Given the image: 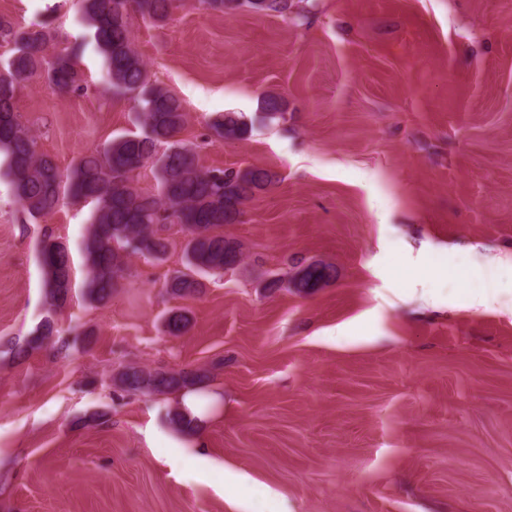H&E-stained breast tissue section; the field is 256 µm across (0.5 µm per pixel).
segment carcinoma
I'll list each match as a JSON object with an SVG mask.
<instances>
[{
    "mask_svg": "<svg viewBox=\"0 0 512 512\" xmlns=\"http://www.w3.org/2000/svg\"><path fill=\"white\" fill-rule=\"evenodd\" d=\"M182 0H81L82 16L91 42L102 56L108 84L115 95H131L139 107L136 119L140 133L114 138L100 149L78 158L67 174L37 150L33 134L21 123L15 102L22 82L46 71L47 80L63 94L83 90L73 58L78 48L58 53L50 61L44 52L55 39L46 23L18 27L0 19V41L12 45L9 57L0 61V178H4L21 212L30 220L50 214L61 197L94 204L91 222L81 240L80 251L86 275L83 295L91 303L103 304L124 277L127 261L134 255L164 259L165 238L155 226L179 224L188 233L183 253V269L165 280L172 296L196 294L203 288L201 275L233 269L244 257L242 245L224 235V225L240 222L246 204L259 192L277 182L275 173L260 167L245 170L202 169L192 148L178 135L186 122L179 100L164 88L146 80L144 63L130 37V14L139 13L162 21ZM257 12L284 13L288 0H245ZM287 100L274 94L260 99L262 118L274 121L285 117ZM210 142L243 139L247 124L234 112H227L210 125ZM151 166L155 192L142 191L132 174ZM41 272V288L46 315L30 334L9 343L6 353L15 361L51 345L60 354L78 345L73 337L60 334L53 318L71 293V257L66 246L49 235L34 247ZM333 268L311 262L291 278L272 276L262 281L269 291L324 287ZM189 318L173 310L166 322L167 333L180 335ZM113 381L127 395H169L196 387L201 374L191 368H149L122 364Z\"/></svg>",
    "mask_w": 512,
    "mask_h": 512,
    "instance_id": "obj_1",
    "label": "carcinoma"
}]
</instances>
